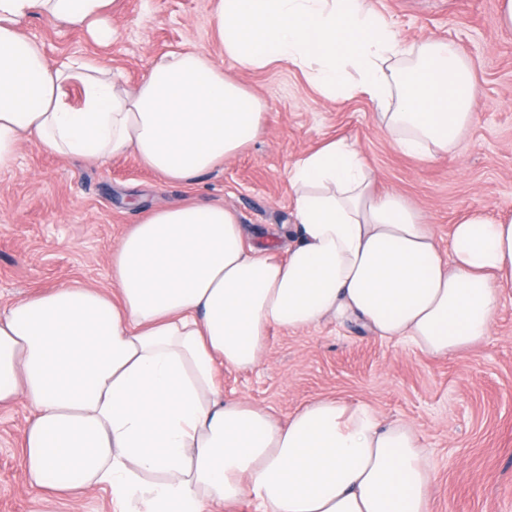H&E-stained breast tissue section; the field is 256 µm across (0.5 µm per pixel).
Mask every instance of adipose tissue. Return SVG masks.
Segmentation results:
<instances>
[{
    "label": "adipose tissue",
    "mask_w": 512,
    "mask_h": 512,
    "mask_svg": "<svg viewBox=\"0 0 512 512\" xmlns=\"http://www.w3.org/2000/svg\"><path fill=\"white\" fill-rule=\"evenodd\" d=\"M116 0H0V173L23 143L101 164L128 154L190 185L262 131L264 104L203 51L157 60L134 87L98 61L49 64L21 27L41 15L112 38ZM225 58L299 68L329 101L365 96L402 152L448 153L479 103L455 46L394 35L372 0H214ZM298 239L247 245L235 212L150 211L110 256L111 283L74 281L0 313V408L24 401L27 483L106 494L112 512H434L421 436L361 404L318 399L287 422L225 398L222 369L260 365L272 328L362 320L437 358L490 335L512 284V219L476 213L442 252L362 154L331 140L288 170Z\"/></svg>",
    "instance_id": "ef3b65f1"
}]
</instances>
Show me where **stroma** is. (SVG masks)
Here are the masks:
<instances>
[{
  "label": "stroma",
  "instance_id": "obj_1",
  "mask_svg": "<svg viewBox=\"0 0 512 512\" xmlns=\"http://www.w3.org/2000/svg\"><path fill=\"white\" fill-rule=\"evenodd\" d=\"M409 44L452 41L471 67L481 100L458 148L423 161L398 151L372 105L326 100L293 66L242 72L225 58L211 25L213 0H118L112 41L40 17L24 23L49 63L84 57L109 63L128 85L152 62L191 45L206 52L264 103L261 134L195 184L163 182L133 154L106 164L22 148L0 173V311L71 281L103 287L119 237L151 208L187 200L224 203L256 247L287 250L294 221L288 166L344 138L362 152L376 189L412 204L441 249L452 224L481 211L512 218V31L499 27L500 0H373ZM224 395L267 408L280 421L318 398L373 409L422 433L433 471L434 512H512V286L503 288L491 335L452 357L433 358L353 323L306 331L272 329L264 362L222 374ZM25 403L0 410V512H112L90 492L57 496L29 488L20 466Z\"/></svg>",
  "mask_w": 512,
  "mask_h": 512
}]
</instances>
